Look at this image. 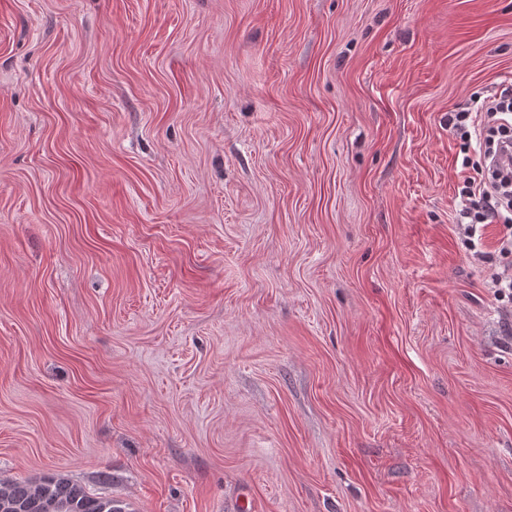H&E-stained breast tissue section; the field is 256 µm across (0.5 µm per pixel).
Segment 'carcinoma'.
I'll return each instance as SVG.
<instances>
[{
  "instance_id": "cac0c4a2",
  "label": "carcinoma",
  "mask_w": 512,
  "mask_h": 512,
  "mask_svg": "<svg viewBox=\"0 0 512 512\" xmlns=\"http://www.w3.org/2000/svg\"><path fill=\"white\" fill-rule=\"evenodd\" d=\"M0 512H126L123 502L88 493L67 475L0 486Z\"/></svg>"
}]
</instances>
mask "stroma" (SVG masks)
<instances>
[{
    "mask_svg": "<svg viewBox=\"0 0 512 512\" xmlns=\"http://www.w3.org/2000/svg\"><path fill=\"white\" fill-rule=\"evenodd\" d=\"M511 85L512 0H0V484L512 512L448 131Z\"/></svg>",
    "mask_w": 512,
    "mask_h": 512,
    "instance_id": "stroma-1",
    "label": "stroma"
}]
</instances>
